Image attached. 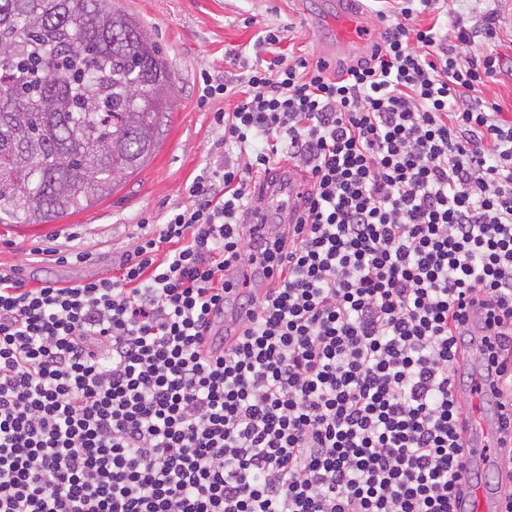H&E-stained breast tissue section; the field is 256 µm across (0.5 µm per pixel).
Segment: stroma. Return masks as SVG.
Listing matches in <instances>:
<instances>
[{"label":"stroma","instance_id":"obj_1","mask_svg":"<svg viewBox=\"0 0 512 512\" xmlns=\"http://www.w3.org/2000/svg\"><path fill=\"white\" fill-rule=\"evenodd\" d=\"M139 21L176 73L171 111L157 154L111 196L49 224H0V262L21 266L32 285L118 275L119 262L144 222L157 221L188 199V187L224 157L216 110L232 111L237 96H202L201 72L241 73L235 54L254 60L261 28L281 29L284 55L319 59L335 42L329 27L313 28L326 0H114ZM494 17L496 35L481 53L512 57V0H458L442 33ZM83 252L84 262H59L56 252Z\"/></svg>","mask_w":512,"mask_h":512}]
</instances>
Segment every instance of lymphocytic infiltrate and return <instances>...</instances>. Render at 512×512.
<instances>
[{
    "mask_svg": "<svg viewBox=\"0 0 512 512\" xmlns=\"http://www.w3.org/2000/svg\"><path fill=\"white\" fill-rule=\"evenodd\" d=\"M393 0L341 73L278 52L213 122L240 160L198 175L118 276L34 287L0 266V512H455L473 485L460 369L512 372V124L479 93L505 66ZM295 225L242 223L281 161ZM263 257L220 338L232 268Z\"/></svg>",
    "mask_w": 512,
    "mask_h": 512,
    "instance_id": "1",
    "label": "lymphocytic infiltrate"
}]
</instances>
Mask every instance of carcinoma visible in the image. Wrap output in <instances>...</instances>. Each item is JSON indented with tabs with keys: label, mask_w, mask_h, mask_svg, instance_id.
I'll return each mask as SVG.
<instances>
[{
	"label": "carcinoma",
	"mask_w": 512,
	"mask_h": 512,
	"mask_svg": "<svg viewBox=\"0 0 512 512\" xmlns=\"http://www.w3.org/2000/svg\"><path fill=\"white\" fill-rule=\"evenodd\" d=\"M174 85L112 0H0V224L110 196L157 152Z\"/></svg>",
	"instance_id": "1"
}]
</instances>
